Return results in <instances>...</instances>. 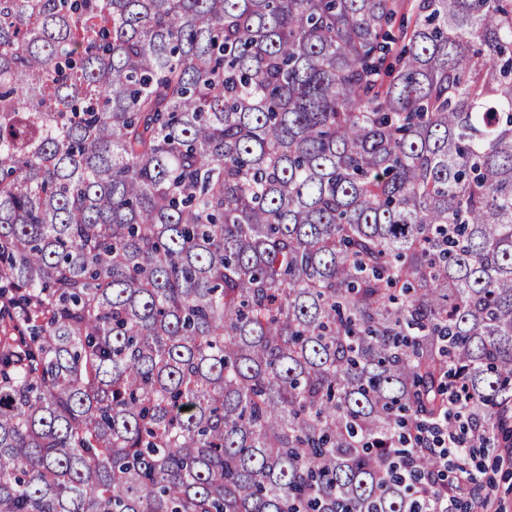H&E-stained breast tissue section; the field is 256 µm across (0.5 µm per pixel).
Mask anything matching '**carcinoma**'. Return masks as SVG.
I'll return each instance as SVG.
<instances>
[{
  "label": "carcinoma",
  "mask_w": 512,
  "mask_h": 512,
  "mask_svg": "<svg viewBox=\"0 0 512 512\" xmlns=\"http://www.w3.org/2000/svg\"><path fill=\"white\" fill-rule=\"evenodd\" d=\"M438 416L512 448V0H0V512H437ZM413 448L419 452H427L436 448H458V445L452 435L448 434V426L445 428L443 425L432 423L417 434Z\"/></svg>",
  "instance_id": "obj_1"
}]
</instances>
